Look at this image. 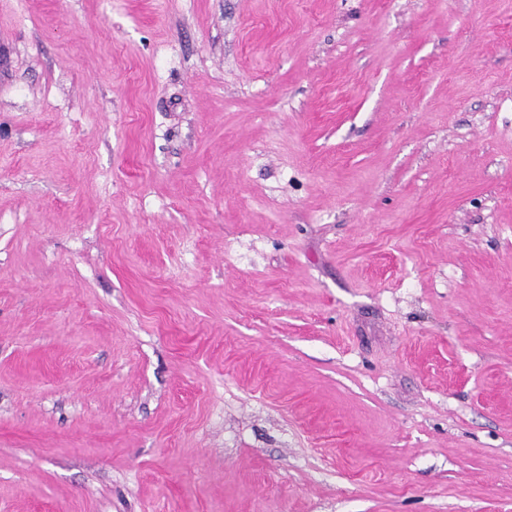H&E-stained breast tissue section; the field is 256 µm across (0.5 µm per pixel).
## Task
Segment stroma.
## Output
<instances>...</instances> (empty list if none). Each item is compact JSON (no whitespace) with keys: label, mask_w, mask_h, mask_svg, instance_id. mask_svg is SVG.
<instances>
[{"label":"stroma","mask_w":512,"mask_h":512,"mask_svg":"<svg viewBox=\"0 0 512 512\" xmlns=\"http://www.w3.org/2000/svg\"><path fill=\"white\" fill-rule=\"evenodd\" d=\"M0 512H512V0H0Z\"/></svg>","instance_id":"stroma-1"}]
</instances>
